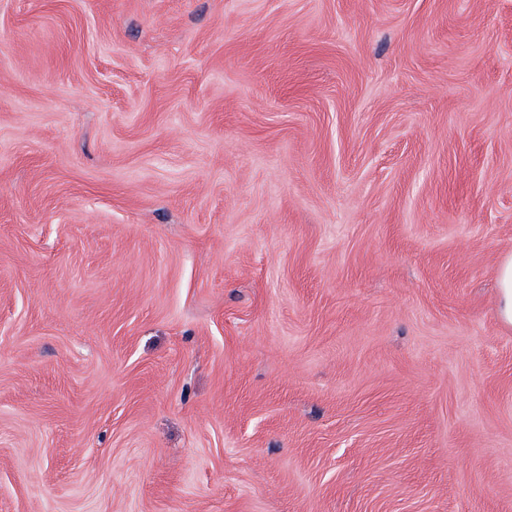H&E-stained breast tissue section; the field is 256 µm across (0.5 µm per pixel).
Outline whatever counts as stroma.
Returning a JSON list of instances; mask_svg holds the SVG:
<instances>
[{"mask_svg":"<svg viewBox=\"0 0 512 512\" xmlns=\"http://www.w3.org/2000/svg\"><path fill=\"white\" fill-rule=\"evenodd\" d=\"M512 0H0V512H512ZM498 313L501 320L512 326V255H507L497 265Z\"/></svg>","mask_w":512,"mask_h":512,"instance_id":"1","label":"stroma"}]
</instances>
